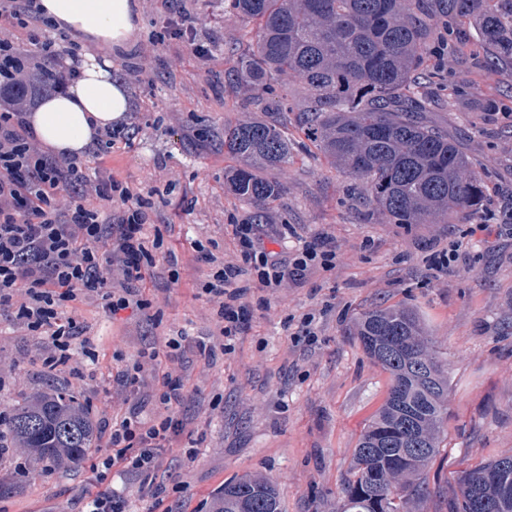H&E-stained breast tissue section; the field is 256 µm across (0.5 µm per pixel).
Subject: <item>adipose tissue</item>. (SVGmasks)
I'll list each match as a JSON object with an SVG mask.
<instances>
[{
	"label": "adipose tissue",
	"instance_id": "1",
	"mask_svg": "<svg viewBox=\"0 0 512 512\" xmlns=\"http://www.w3.org/2000/svg\"><path fill=\"white\" fill-rule=\"evenodd\" d=\"M45 18L89 43L127 46L138 28L134 0H40ZM131 102L110 58L84 53L66 93L44 99L30 121L53 151L85 155L98 129L124 122Z\"/></svg>",
	"mask_w": 512,
	"mask_h": 512
}]
</instances>
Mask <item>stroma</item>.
<instances>
[{
  "mask_svg": "<svg viewBox=\"0 0 512 512\" xmlns=\"http://www.w3.org/2000/svg\"><path fill=\"white\" fill-rule=\"evenodd\" d=\"M139 27L111 56L132 108L128 139L89 167L149 192L150 233L163 240L158 264L139 288L152 308L111 314L99 296L83 298L76 316L95 359L74 358L51 371L46 336L23 332L0 312V404L54 389L74 392L97 429L78 466L45 467L18 446L0 455V512H81L90 466L107 453L103 428L127 416L112 386L123 360L148 345L182 336L179 371L188 425L149 478L124 475L114 486L131 512H148L161 489L173 512H212L213 494L245 474L273 481L283 512H336L365 424L382 405L389 378L364 354L353 321L377 306L405 305L419 316L448 365V417L425 475L415 512H448L460 471L512 456V235L471 234L473 217L452 224H395L371 209L362 183L345 177L288 122L292 156L263 175L280 194L266 203L257 235L276 259L290 260L319 235L336 249V264L246 297L248 316L229 354L208 357L198 343L215 320L197 290L211 272L194 262L195 242L218 258L238 253L232 233L255 209L224 185L234 160L224 151L225 123L263 119L260 103L229 79L233 50L251 24L225 13L224 0H137ZM180 10L195 22L209 55L171 39L167 21ZM448 86L434 95L428 121L453 138L486 184L490 224L512 222V72L488 64L477 44L431 55ZM458 244L460 258L436 277L434 254ZM183 272L170 277V258ZM312 317L314 341L299 330Z\"/></svg>",
  "mask_w": 512,
  "mask_h": 512,
  "instance_id": "1",
  "label": "stroma"
}]
</instances>
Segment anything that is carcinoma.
<instances>
[{"label":"carcinoma","instance_id":"obj_1","mask_svg":"<svg viewBox=\"0 0 512 512\" xmlns=\"http://www.w3.org/2000/svg\"><path fill=\"white\" fill-rule=\"evenodd\" d=\"M224 9L256 25L238 50L231 80L271 99L268 120L224 126V150L247 163L226 179L262 209L280 185L253 171L288 163L282 126L298 110L306 138L347 178L364 184L369 203L396 224H449L477 213L485 185L455 140L424 117L429 90L413 83L426 64L438 24L458 49L478 31L492 59L512 60V0H225ZM295 71L304 96L288 102L273 76ZM365 354L389 375L383 405L361 432L337 512H413L425 493L424 473L439 448L448 414V368L416 312L388 306L354 322ZM15 442L42 462H81L95 444V426L77 396L56 390L10 409ZM509 464L501 457L458 477L449 512H512V494L498 500L487 481ZM215 512H281L277 486L261 477H236L215 494Z\"/></svg>","mask_w":512,"mask_h":512}]
</instances>
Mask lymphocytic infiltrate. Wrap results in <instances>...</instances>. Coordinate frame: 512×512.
I'll return each instance as SVG.
<instances>
[{"label":"lymphocytic infiltrate","instance_id":"1","mask_svg":"<svg viewBox=\"0 0 512 512\" xmlns=\"http://www.w3.org/2000/svg\"><path fill=\"white\" fill-rule=\"evenodd\" d=\"M47 24L38 0H0V310H11L17 324L33 335L51 338L53 352L44 363L53 370L72 359L82 329L69 308L85 293L101 295L113 313L150 308L137 284L155 267L161 242L145 233L151 203L141 192L86 173L82 158L51 152L35 137L28 117L40 94L31 84L64 52L52 36H34L22 45L14 30ZM109 203L119 204L117 214L106 212ZM233 232L240 246L237 259L219 262L209 252L198 255L213 266L201 293L214 305L218 347L224 353L232 351L245 320L248 289L239 279L246 269L255 271L260 288H278L308 269H331L336 260L322 237L306 242L292 262L283 264L258 249L253 225H234ZM165 345L171 371L157 374L159 353L153 350L141 352L117 376L119 393L127 398L146 377H157L164 412L152 421L132 412L113 423L109 455L90 468L99 490L88 497L84 512H128L125 496L105 485L109 473L117 468L141 474L159 467L162 449L183 428L175 412L183 385L173 373L182 363L181 342L172 337Z\"/></svg>","mask_w":512,"mask_h":512}]
</instances>
